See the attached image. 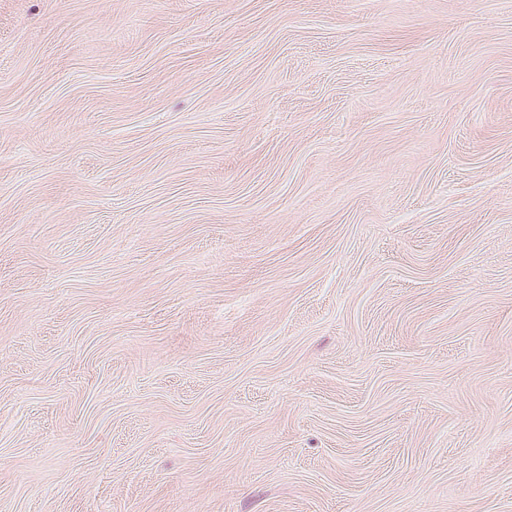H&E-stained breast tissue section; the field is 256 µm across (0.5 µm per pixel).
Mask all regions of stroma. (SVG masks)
Segmentation results:
<instances>
[{"label": "stroma", "instance_id": "35a3bbf8", "mask_svg": "<svg viewBox=\"0 0 512 512\" xmlns=\"http://www.w3.org/2000/svg\"><path fill=\"white\" fill-rule=\"evenodd\" d=\"M0 512H512V0H0Z\"/></svg>", "mask_w": 512, "mask_h": 512}]
</instances>
